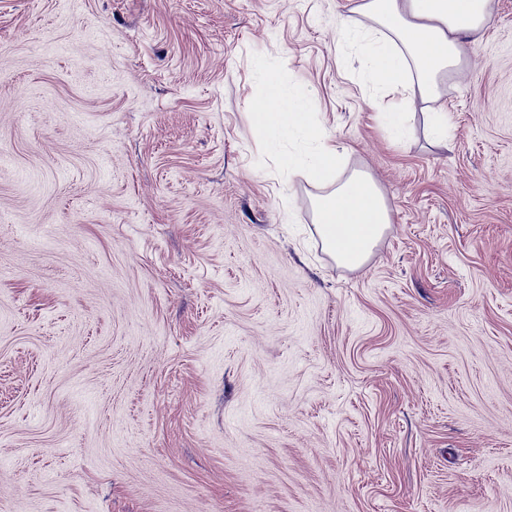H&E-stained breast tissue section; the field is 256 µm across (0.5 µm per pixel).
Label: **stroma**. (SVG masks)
Listing matches in <instances>:
<instances>
[{
    "label": "stroma",
    "mask_w": 512,
    "mask_h": 512,
    "mask_svg": "<svg viewBox=\"0 0 512 512\" xmlns=\"http://www.w3.org/2000/svg\"><path fill=\"white\" fill-rule=\"evenodd\" d=\"M338 3L0 0V512H512V0L401 138ZM268 74L380 181L359 270ZM252 113L258 130L269 145L283 140L302 138L314 145L308 156L284 153L281 165L289 176L327 184L344 169V150L322 135L316 113L311 112L302 93L283 84L274 75H268L264 94L253 102Z\"/></svg>",
    "instance_id": "obj_1"
}]
</instances>
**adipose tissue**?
<instances>
[{"label":"adipose tissue","instance_id":"1","mask_svg":"<svg viewBox=\"0 0 512 512\" xmlns=\"http://www.w3.org/2000/svg\"><path fill=\"white\" fill-rule=\"evenodd\" d=\"M351 11L340 27L358 42L366 69L389 95L383 116L404 132L401 98L414 91L424 99L442 96L444 79L459 71L467 48L490 19V0H349ZM252 113L268 144L302 138L314 149L308 156L283 154L291 175L333 183L313 202L314 219L325 250L339 266L363 267L391 224L385 195L368 172L344 174L343 149L323 136L302 93L267 76L264 94Z\"/></svg>","mask_w":512,"mask_h":512}]
</instances>
